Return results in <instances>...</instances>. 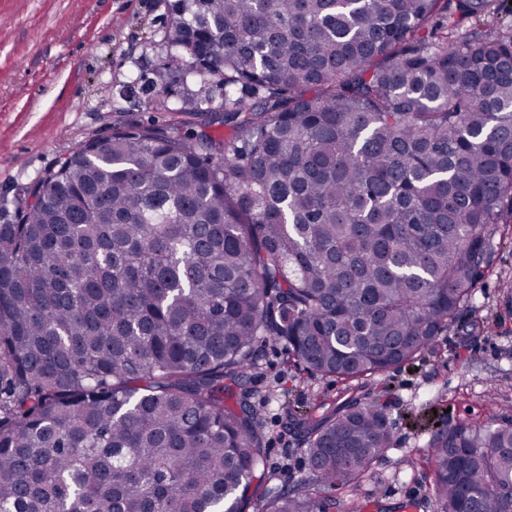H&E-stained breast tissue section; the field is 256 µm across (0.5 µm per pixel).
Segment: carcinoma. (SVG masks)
Listing matches in <instances>:
<instances>
[{"instance_id":"cac0c4a2","label":"carcinoma","mask_w":512,"mask_h":512,"mask_svg":"<svg viewBox=\"0 0 512 512\" xmlns=\"http://www.w3.org/2000/svg\"><path fill=\"white\" fill-rule=\"evenodd\" d=\"M165 7L155 86L232 136L114 127L0 224V512H329L392 425L367 393L288 406L312 482L263 488L259 344L342 381L411 361L512 224L507 0ZM427 461L435 512H512V424Z\"/></svg>"}]
</instances>
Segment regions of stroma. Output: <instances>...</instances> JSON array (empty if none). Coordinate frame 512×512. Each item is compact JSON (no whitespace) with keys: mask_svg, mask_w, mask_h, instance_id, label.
Here are the masks:
<instances>
[{"mask_svg":"<svg viewBox=\"0 0 512 512\" xmlns=\"http://www.w3.org/2000/svg\"><path fill=\"white\" fill-rule=\"evenodd\" d=\"M168 16L162 0H0V223L14 220L25 189L86 140L113 127L176 123L181 86L155 92L166 61ZM188 127L226 137L206 115ZM253 387L273 392L266 411L273 485L311 480L303 448L282 431V405L334 400L345 383L288 369L283 347L266 343ZM393 425L392 450L356 494L336 493L335 512L358 499L363 512H434L426 451L439 429L512 424V224L499 225L471 306L432 350L374 379Z\"/></svg>","mask_w":512,"mask_h":512,"instance_id":"35a3bbf8","label":"stroma"}]
</instances>
